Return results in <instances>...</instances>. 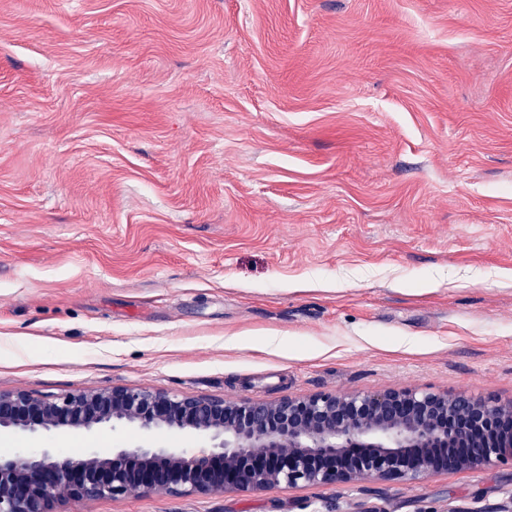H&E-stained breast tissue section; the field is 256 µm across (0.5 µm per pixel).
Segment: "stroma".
I'll list each match as a JSON object with an SVG mask.
<instances>
[{
	"label": "stroma",
	"mask_w": 512,
	"mask_h": 512,
	"mask_svg": "<svg viewBox=\"0 0 512 512\" xmlns=\"http://www.w3.org/2000/svg\"><path fill=\"white\" fill-rule=\"evenodd\" d=\"M117 385L512 400V0H0V391ZM511 491L503 465L65 512Z\"/></svg>",
	"instance_id": "35a3bbf8"
}]
</instances>
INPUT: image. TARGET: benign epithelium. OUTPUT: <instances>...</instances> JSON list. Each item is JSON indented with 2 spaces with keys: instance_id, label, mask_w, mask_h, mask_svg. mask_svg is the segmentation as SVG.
<instances>
[{
  "instance_id": "benign-epithelium-1",
  "label": "benign epithelium",
  "mask_w": 512,
  "mask_h": 512,
  "mask_svg": "<svg viewBox=\"0 0 512 512\" xmlns=\"http://www.w3.org/2000/svg\"><path fill=\"white\" fill-rule=\"evenodd\" d=\"M133 428L137 442L82 457L33 443L72 429ZM0 512H62L72 500L220 491L286 484L417 481L440 472L512 464V401L462 390L320 392L275 401L171 395L111 387L45 399L0 393ZM192 435L209 451L185 458L161 437Z\"/></svg>"
}]
</instances>
